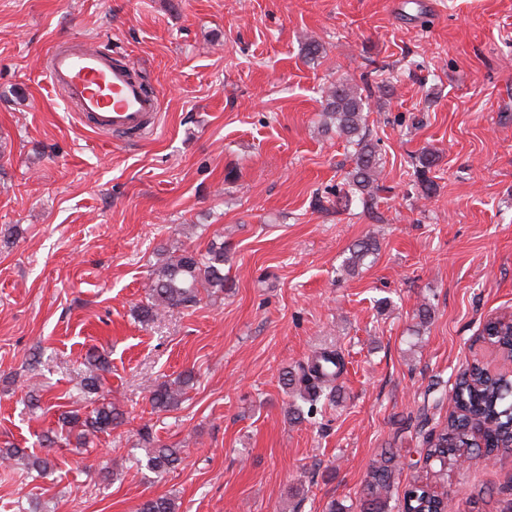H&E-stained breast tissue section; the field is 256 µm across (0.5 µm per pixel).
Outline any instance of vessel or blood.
I'll return each instance as SVG.
<instances>
[{
    "instance_id": "obj_1",
    "label": "vessel or blood",
    "mask_w": 512,
    "mask_h": 512,
    "mask_svg": "<svg viewBox=\"0 0 512 512\" xmlns=\"http://www.w3.org/2000/svg\"><path fill=\"white\" fill-rule=\"evenodd\" d=\"M47 74L52 87L76 104L77 120L95 132L141 137L154 132L159 101L122 59L99 49L55 47Z\"/></svg>"
}]
</instances>
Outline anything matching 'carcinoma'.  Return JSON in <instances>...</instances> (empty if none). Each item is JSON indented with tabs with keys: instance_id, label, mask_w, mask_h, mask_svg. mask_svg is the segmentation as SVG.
<instances>
[{
	"instance_id": "1",
	"label": "carcinoma",
	"mask_w": 512,
	"mask_h": 512,
	"mask_svg": "<svg viewBox=\"0 0 512 512\" xmlns=\"http://www.w3.org/2000/svg\"><path fill=\"white\" fill-rule=\"evenodd\" d=\"M375 91L382 92L383 86L374 87L367 81L362 89L344 82L333 84L326 92L321 112L323 125L344 138L353 150V166L343 175V197L357 198L367 210L374 207L382 191L381 154L377 144L364 132V109ZM435 163L436 157L430 152L416 158L414 175L424 199L431 198L437 190L436 183L428 176ZM378 250L375 238L359 240L350 249L344 269L358 270L372 262ZM149 280L147 300L138 306V316L144 323L197 305L203 289L224 290V238L213 237L204 253L183 249L165 257L151 270ZM483 331L503 359L512 361V321L490 319ZM109 369V361L103 354L93 352L86 357L80 390L87 396H97L98 405L89 413L62 412L58 422L69 428V432L63 437L44 436V447H68L81 455L93 438L121 423L122 413L101 395L103 375ZM344 369L342 351L331 346L287 370V385L296 390L289 404L288 418L301 422L313 414L321 400H332L335 383ZM193 380V372L186 371L172 383L152 385L149 390L152 408L158 411L178 408ZM450 400L448 414L434 423L429 410L442 409L444 396L436 397L429 390L424 394L417 416L422 465L412 473L403 496L393 495L403 470L400 451L384 448L366 475L357 503L358 512H448V494L437 491V485L460 470L463 459L476 462L492 455L512 454L511 375L504 372L491 377L476 360L455 382ZM182 453L180 448L159 444L146 453L147 467L154 472L173 470L181 464ZM0 465L44 473L50 470L51 459L47 454L39 456L27 448L8 446L0 448ZM138 512H178V505L174 498L159 495L143 501Z\"/></svg>"
}]
</instances>
